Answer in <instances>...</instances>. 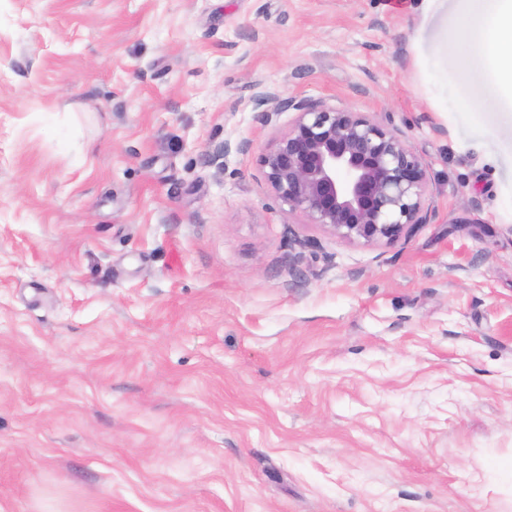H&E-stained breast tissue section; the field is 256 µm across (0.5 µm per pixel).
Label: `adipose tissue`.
Returning <instances> with one entry per match:
<instances>
[{
    "label": "adipose tissue",
    "mask_w": 512,
    "mask_h": 512,
    "mask_svg": "<svg viewBox=\"0 0 512 512\" xmlns=\"http://www.w3.org/2000/svg\"><path fill=\"white\" fill-rule=\"evenodd\" d=\"M464 26L452 33L466 49L455 57L434 56L431 65L444 79L467 83L480 68L485 86L512 97V0H460Z\"/></svg>",
    "instance_id": "adipose-tissue-1"
}]
</instances>
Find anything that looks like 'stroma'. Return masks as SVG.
<instances>
[{"mask_svg": "<svg viewBox=\"0 0 512 512\" xmlns=\"http://www.w3.org/2000/svg\"><path fill=\"white\" fill-rule=\"evenodd\" d=\"M387 0H0V512H512V114ZM427 166L409 240L282 210L296 110Z\"/></svg>", "mask_w": 512, "mask_h": 512, "instance_id": "35a3bbf8", "label": "stroma"}]
</instances>
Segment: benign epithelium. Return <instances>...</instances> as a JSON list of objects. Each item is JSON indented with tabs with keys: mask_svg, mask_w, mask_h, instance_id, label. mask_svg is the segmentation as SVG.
<instances>
[{
	"mask_svg": "<svg viewBox=\"0 0 512 512\" xmlns=\"http://www.w3.org/2000/svg\"><path fill=\"white\" fill-rule=\"evenodd\" d=\"M288 106L297 117L261 157L280 206L365 244L407 239L428 223L426 167L399 129L366 112Z\"/></svg>",
	"mask_w": 512,
	"mask_h": 512,
	"instance_id": "obj_1",
	"label": "benign epithelium"
}]
</instances>
